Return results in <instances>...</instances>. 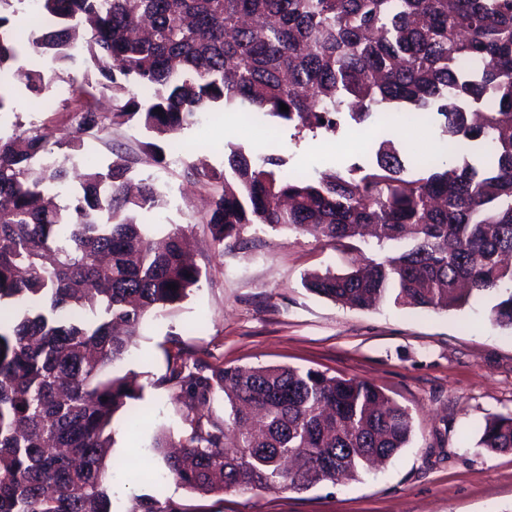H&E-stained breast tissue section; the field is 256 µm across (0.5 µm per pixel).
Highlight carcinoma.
<instances>
[{
	"instance_id": "carcinoma-1",
	"label": "carcinoma",
	"mask_w": 512,
	"mask_h": 512,
	"mask_svg": "<svg viewBox=\"0 0 512 512\" xmlns=\"http://www.w3.org/2000/svg\"><path fill=\"white\" fill-rule=\"evenodd\" d=\"M15 2L0 0V112L16 83L43 98L77 48L89 78L72 97L109 91L112 112L78 106L73 135L53 146L37 127L0 136V512H114L111 426L142 394L109 368L149 315L200 282L186 227L170 225L158 246L141 222L168 201L151 179L133 183L122 145L70 188L84 139L114 126L137 120L153 136L141 151L162 163L168 130L219 109L332 136L344 112L359 125L389 110L439 116L462 164L412 176L391 139L372 166L316 180L227 143L228 169L189 172L216 186L201 223L219 245L249 224L344 250L368 228L380 247L407 240L306 286L358 310L442 312L488 297V322L512 329V0H38L39 35L25 43L9 27ZM187 360L177 346L161 380L180 388L187 431L160 432L152 448L183 449L164 455L168 473L199 495L334 484L409 442L410 413L369 382ZM220 398L222 421L209 414ZM479 445L511 450L512 416L486 418ZM126 512L196 509L159 490Z\"/></svg>"
}]
</instances>
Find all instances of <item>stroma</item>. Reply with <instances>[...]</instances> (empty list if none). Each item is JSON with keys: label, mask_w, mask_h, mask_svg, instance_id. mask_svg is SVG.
<instances>
[{"label": "stroma", "mask_w": 512, "mask_h": 512, "mask_svg": "<svg viewBox=\"0 0 512 512\" xmlns=\"http://www.w3.org/2000/svg\"><path fill=\"white\" fill-rule=\"evenodd\" d=\"M12 100L13 110L0 114L1 136L19 125L41 128L52 143L69 135L71 102L42 110L20 84ZM439 136V120L407 121L395 113L372 115L360 126L342 116L329 141L322 132L300 133L263 115L251 122L238 112L228 124L223 113L208 112L169 139L165 151L178 153L175 163L158 164L141 154L147 134L132 123L86 141L88 165L110 163L111 146L118 142L135 157V176L162 186L168 207L143 220L160 236L171 224L189 227L201 270L198 288L182 303L149 316L114 367L134 376L145 414L133 428L116 420L112 457L136 460L164 476L168 497L204 503L208 512H512V450L494 453L479 445L486 417L512 415V330L488 323V300L434 312L391 304L357 310L319 297L304 287L306 274L344 272L352 255L308 235L255 225L243 229L237 244H216L199 221L213 188L188 175L201 161L223 169L229 142L253 154L280 156L287 168L317 177L370 164L385 139L416 162L432 160L431 142ZM176 340L189 347L192 358L211 363L285 365L370 382L411 413L410 442L383 467L333 486L199 499L167 477L164 459L152 446L159 430L176 437L186 430L175 390L162 382L165 351Z\"/></svg>", "instance_id": "1"}]
</instances>
